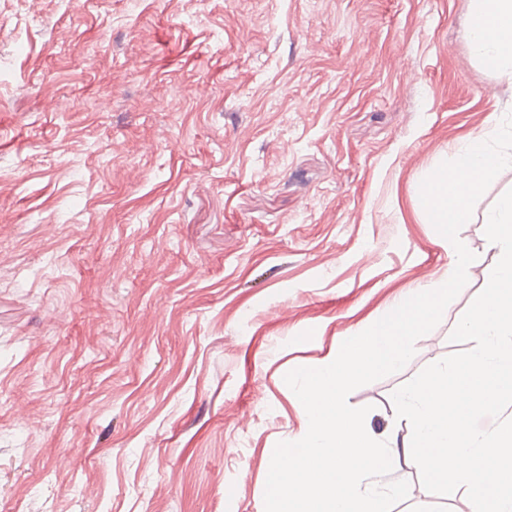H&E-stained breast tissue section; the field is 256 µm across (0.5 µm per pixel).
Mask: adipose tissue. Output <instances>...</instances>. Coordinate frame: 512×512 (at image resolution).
<instances>
[{
    "label": "adipose tissue",
    "instance_id": "adipose-tissue-1",
    "mask_svg": "<svg viewBox=\"0 0 512 512\" xmlns=\"http://www.w3.org/2000/svg\"><path fill=\"white\" fill-rule=\"evenodd\" d=\"M469 37L485 67L512 74V0H472Z\"/></svg>",
    "mask_w": 512,
    "mask_h": 512
}]
</instances>
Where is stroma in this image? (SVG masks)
<instances>
[{"mask_svg":"<svg viewBox=\"0 0 512 512\" xmlns=\"http://www.w3.org/2000/svg\"><path fill=\"white\" fill-rule=\"evenodd\" d=\"M471 5L0 0V512H264L285 375L453 260L420 184L512 112ZM510 189L459 232L480 265ZM481 290L349 394L378 440ZM391 479V512H474Z\"/></svg>","mask_w":512,"mask_h":512,"instance_id":"obj_1","label":"stroma"}]
</instances>
